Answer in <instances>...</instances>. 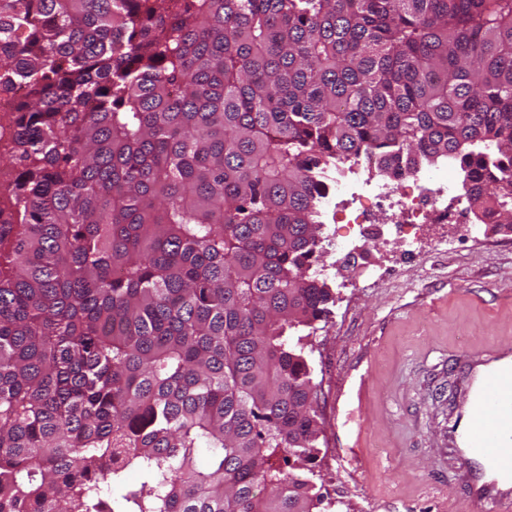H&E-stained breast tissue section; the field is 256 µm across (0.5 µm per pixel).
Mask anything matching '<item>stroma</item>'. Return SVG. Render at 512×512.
Masks as SVG:
<instances>
[{
  "mask_svg": "<svg viewBox=\"0 0 512 512\" xmlns=\"http://www.w3.org/2000/svg\"><path fill=\"white\" fill-rule=\"evenodd\" d=\"M375 271L327 273L330 314L309 337L321 451L316 512H484L443 443L461 402L456 352L512 350V233L377 215Z\"/></svg>",
  "mask_w": 512,
  "mask_h": 512,
  "instance_id": "35a3bbf8",
  "label": "stroma"
}]
</instances>
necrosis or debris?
I'll list each match as a JSON object with an SVG mask.
<instances>
[{
  "label": "necrosis or debris",
  "mask_w": 512,
  "mask_h": 512,
  "mask_svg": "<svg viewBox=\"0 0 512 512\" xmlns=\"http://www.w3.org/2000/svg\"><path fill=\"white\" fill-rule=\"evenodd\" d=\"M369 168V162L361 159L330 171L326 181L335 191L321 198L322 212L342 211L345 224L358 229L373 223L377 211L382 209L389 212L391 223L411 229L436 221H456L462 198L452 192L454 162H444L433 175L422 177L412 173L388 179L378 191L371 190L370 179L363 176Z\"/></svg>",
  "instance_id": "necrosis-or-debris-1"
}]
</instances>
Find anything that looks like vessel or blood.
I'll return each instance as SVG.
<instances>
[{"label": "vessel or blood", "mask_w": 512, "mask_h": 512, "mask_svg": "<svg viewBox=\"0 0 512 512\" xmlns=\"http://www.w3.org/2000/svg\"><path fill=\"white\" fill-rule=\"evenodd\" d=\"M465 401L447 433L466 462L469 494L492 512H512V351L463 353Z\"/></svg>", "instance_id": "1"}]
</instances>
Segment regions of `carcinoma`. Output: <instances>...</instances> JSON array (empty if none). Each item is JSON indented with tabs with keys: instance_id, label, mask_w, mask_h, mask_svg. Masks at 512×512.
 <instances>
[{
	"instance_id": "obj_1",
	"label": "carcinoma",
	"mask_w": 512,
	"mask_h": 512,
	"mask_svg": "<svg viewBox=\"0 0 512 512\" xmlns=\"http://www.w3.org/2000/svg\"><path fill=\"white\" fill-rule=\"evenodd\" d=\"M0 512H314L321 175L512 231V0H0ZM26 95V87L17 85L8 93L0 92V153L13 146L17 128L15 126L14 108Z\"/></svg>"
}]
</instances>
